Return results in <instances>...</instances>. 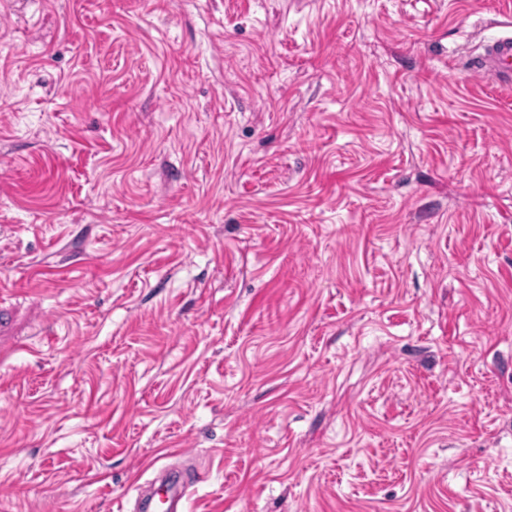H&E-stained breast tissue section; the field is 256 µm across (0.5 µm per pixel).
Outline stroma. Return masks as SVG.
I'll return each mask as SVG.
<instances>
[{
  "mask_svg": "<svg viewBox=\"0 0 512 512\" xmlns=\"http://www.w3.org/2000/svg\"><path fill=\"white\" fill-rule=\"evenodd\" d=\"M512 0H0V512H512ZM476 70L484 78L498 83H512V33L488 42L479 56ZM193 486L189 478L180 480L169 476L164 480H158V484L154 485L152 489L151 497H147L146 506L149 507L153 497L158 495L169 502V508L165 512H180L178 507L185 508V503Z\"/></svg>",
  "mask_w": 512,
  "mask_h": 512,
  "instance_id": "35a3bbf8",
  "label": "stroma"
}]
</instances>
